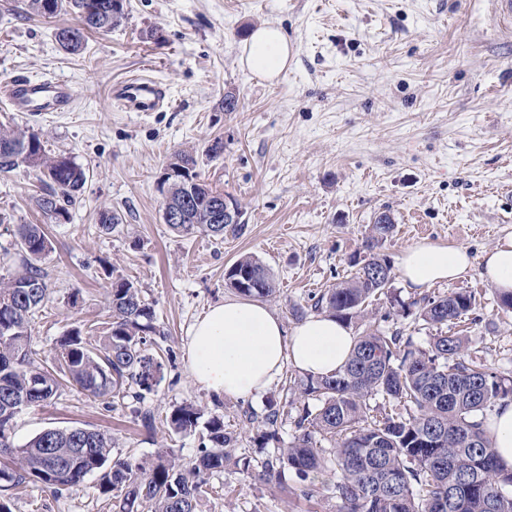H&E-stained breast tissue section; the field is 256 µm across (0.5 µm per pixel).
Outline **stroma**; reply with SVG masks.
<instances>
[{"instance_id":"stroma-1","label":"stroma","mask_w":512,"mask_h":512,"mask_svg":"<svg viewBox=\"0 0 512 512\" xmlns=\"http://www.w3.org/2000/svg\"><path fill=\"white\" fill-rule=\"evenodd\" d=\"M27 3L0 0V82L18 72L61 78L77 99L72 111L52 115L15 112L0 100V121L38 132L48 151L69 154L87 172L63 224L36 207L33 171L0 174V248L19 224L43 225L52 241L41 260L49 300L33 317L31 349L37 361H52L56 339L76 322L99 336L111 267L152 304L154 343L172 359L145 399L68 387L48 405L23 410L12 424L15 446L48 428L78 426L112 434L116 456L149 461L167 449L189 462L201 449L199 433L168 432L165 417L191 402L204 415H223L238 453L250 459L248 476L207 474L211 492L197 512H339L333 494L267 472L274 448L295 434L299 405L279 419L275 447L253 443L270 400H285L297 370L284 365L256 397L215 399L189 372L188 332L210 306L234 297L224 272L244 255L268 268L278 288L269 306L294 330L368 257L369 229L383 211L395 224L377 252L391 266L419 242L460 246L474 260L453 283L417 289L397 274L391 291L409 305L474 292L478 321L460 329L488 367L512 371V313L499 309L481 275L485 252L512 237V21L499 18L496 0H125L121 25L89 34L77 54L55 39L72 16L42 17ZM265 23L293 47L271 83L240 63L244 40ZM155 28L164 40L150 38ZM133 75L167 85L170 108L146 117L113 108L111 86ZM229 92L232 112L224 109ZM217 137L224 153L213 160L206 149ZM181 149L195 150L202 180L237 201L239 235L220 243L177 235L164 223L159 177ZM106 210L121 214L116 229L102 228ZM74 292L80 303L70 310ZM369 327L401 331L420 348L432 334L413 317L387 319L379 308L348 324L354 335ZM142 411L153 415L152 427L143 426ZM0 500L11 512H113L95 475L60 491L11 486Z\"/></svg>"}]
</instances>
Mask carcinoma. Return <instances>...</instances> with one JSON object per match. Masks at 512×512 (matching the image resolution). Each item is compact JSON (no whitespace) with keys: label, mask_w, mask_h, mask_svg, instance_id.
<instances>
[{"label":"carcinoma","mask_w":512,"mask_h":512,"mask_svg":"<svg viewBox=\"0 0 512 512\" xmlns=\"http://www.w3.org/2000/svg\"><path fill=\"white\" fill-rule=\"evenodd\" d=\"M67 7L76 24L57 29L55 38L72 54L82 50L84 33L109 31L125 18L124 0H30V8L48 18ZM22 166L36 172L41 184L39 210L58 224L67 221L69 206L87 181L85 170L68 154L47 152L38 134L1 123L0 173ZM197 166L196 154L188 150L176 152L169 163L170 200H183L186 188H192L184 220L169 228L220 241L238 235L243 225L208 220L210 203L222 190L202 181ZM393 227L372 225L366 265L320 295L315 305L326 304L343 322L368 316V306L381 297L395 307L386 283L392 268L373 253ZM14 238L19 264L0 274V448L8 449L16 414L56 396L59 376L93 397L124 398L127 386L135 384L141 399L155 390L165 362L163 354L148 353L157 333L153 307L133 282L118 276L109 292L111 322L98 343L74 326L55 342L58 368L39 363L31 351V320L48 300V274L39 262L51 242L36 224L17 225ZM225 277L241 296L276 298L273 277L253 256L239 258ZM475 305L474 295L460 291L425 298L415 313L403 307L402 316L413 314L435 330L427 348L416 347L397 330L387 335L367 328L335 373L293 381L294 392L318 405L303 406L298 434L267 463L268 472L289 470L312 487L330 473L342 512H512V467L498 460L484 429L496 406L512 401V372L488 368L468 338L453 331L463 321L477 322ZM379 397L391 410L371 404ZM202 417L195 404L183 403L166 416V424L174 434L194 432ZM323 440L333 443V457H326ZM236 445L220 414L204 423L201 454L187 465L166 452L151 462L132 455L114 460L112 435L52 428L16 451L13 468L0 469V482L67 489L99 472V490L112 494L118 512H197L203 475L248 471L250 460L236 454Z\"/></svg>","instance_id":"1"}]
</instances>
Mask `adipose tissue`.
Wrapping results in <instances>:
<instances>
[{"label":"adipose tissue","instance_id":"obj_1","mask_svg":"<svg viewBox=\"0 0 512 512\" xmlns=\"http://www.w3.org/2000/svg\"><path fill=\"white\" fill-rule=\"evenodd\" d=\"M290 55L291 43L283 30L264 24L245 41L240 62L271 81L287 67ZM472 264L465 248L416 243L403 252L400 273L409 286L427 288L462 278ZM482 265V275L493 288L512 293V239L487 251ZM353 345L349 329L331 315L311 317L289 333L265 304L228 298L194 323L189 370L195 382L215 396L247 398L269 387L287 362L307 375L332 374L345 364Z\"/></svg>","mask_w":512,"mask_h":512}]
</instances>
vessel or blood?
<instances>
[{"label":"vessel or blood","instance_id":"1","mask_svg":"<svg viewBox=\"0 0 512 512\" xmlns=\"http://www.w3.org/2000/svg\"><path fill=\"white\" fill-rule=\"evenodd\" d=\"M0 95L19 112H68L74 102L70 82L58 78L16 75L0 84ZM114 105L125 112L146 114L169 106V93L161 82L148 76H133L113 93Z\"/></svg>","mask_w":512,"mask_h":512}]
</instances>
